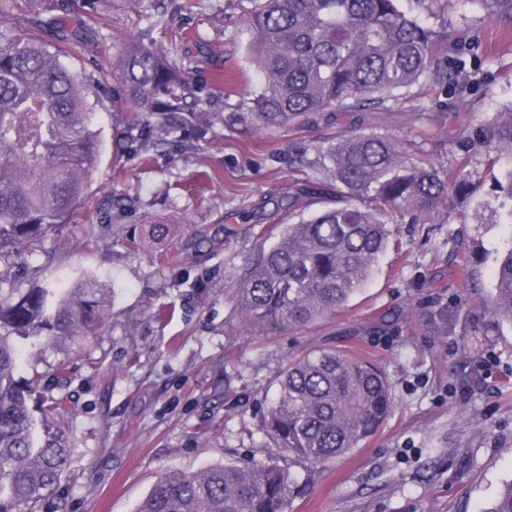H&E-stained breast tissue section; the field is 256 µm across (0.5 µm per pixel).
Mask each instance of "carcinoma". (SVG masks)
<instances>
[{
    "label": "carcinoma",
    "mask_w": 512,
    "mask_h": 512,
    "mask_svg": "<svg viewBox=\"0 0 512 512\" xmlns=\"http://www.w3.org/2000/svg\"><path fill=\"white\" fill-rule=\"evenodd\" d=\"M248 52L265 86L252 99L262 127L321 112L378 108L420 83L435 95H472L468 59L487 44L445 17L452 0H243ZM482 19L512 36V0H465ZM34 31L57 29L59 44L0 32V512H36L55 490L70 458V432L56 423L64 402L66 362L44 385L19 375L20 343L95 336L106 324L103 289L86 277L72 284L18 261L42 250L48 230L69 224L88 197L103 150L86 77L62 57L80 47L65 19L92 16L94 0H25ZM155 26L126 46L112 95L134 105L116 113L132 135L140 114L158 129L183 111L191 86L170 61L187 38ZM463 147L491 162L512 161V108L487 120ZM330 164V204L289 224L261 246L228 289L235 309L263 333L304 331L336 316L389 249H401L397 225L438 224L471 198L468 157L440 169L433 154L406 156L393 135L359 131L316 148ZM490 210L512 224V166ZM23 269L33 288L17 286ZM481 310L512 324V242L496 252L492 290ZM280 396L264 418L278 448L311 464L344 455L370 437L392 408L391 385L372 362L336 349L297 356L279 375ZM298 484L273 462L162 474L136 512H288Z\"/></svg>",
    "instance_id": "1"
}]
</instances>
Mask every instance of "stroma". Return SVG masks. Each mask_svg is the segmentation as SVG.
Returning a JSON list of instances; mask_svg holds the SVG:
<instances>
[{
  "instance_id": "obj_1",
  "label": "stroma",
  "mask_w": 512,
  "mask_h": 512,
  "mask_svg": "<svg viewBox=\"0 0 512 512\" xmlns=\"http://www.w3.org/2000/svg\"><path fill=\"white\" fill-rule=\"evenodd\" d=\"M241 0H111L80 29L66 64L98 80L116 73L131 34L152 23L190 35L177 63L201 86L188 97L196 128L141 124L148 148L117 134L100 98L104 151L91 202L50 231L32 264L72 281L94 276L110 291L99 335L25 351L24 377L71 369L62 422L68 470L40 512H136L163 473L272 461L304 491L288 512H489L512 483V324L479 309L493 283L492 255L512 242L479 199L499 193L501 167L470 152L475 201L444 224H402L388 250L336 317L302 332L265 335L238 315L227 290L255 248V208L274 241L321 207L275 203L305 181L329 183L313 149L360 130L392 134L407 151L433 152L441 168L461 154V134L512 107V38L483 24L493 52L478 62L481 88L440 102L427 88L397 92L379 109L317 115L259 129L246 112L264 81L248 55ZM230 72L224 94L213 75ZM448 305V324L427 314ZM393 325L375 331L383 316ZM349 348L386 374L393 407L378 432L318 466L282 452L263 422L292 357Z\"/></svg>"
}]
</instances>
